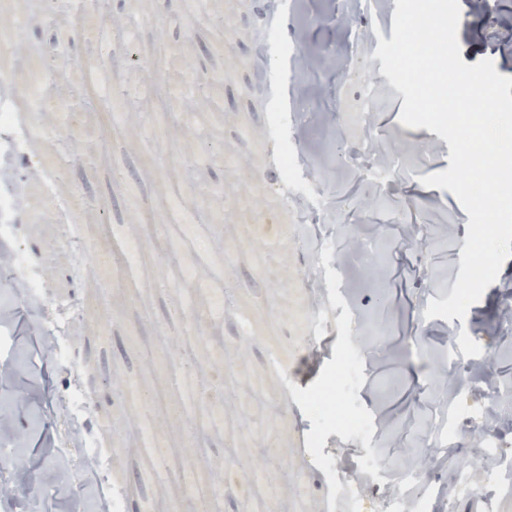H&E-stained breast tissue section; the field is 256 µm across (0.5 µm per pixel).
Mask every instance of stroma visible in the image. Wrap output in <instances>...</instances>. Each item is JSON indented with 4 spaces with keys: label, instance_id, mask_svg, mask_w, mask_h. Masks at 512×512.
Returning <instances> with one entry per match:
<instances>
[{
    "label": "stroma",
    "instance_id": "1",
    "mask_svg": "<svg viewBox=\"0 0 512 512\" xmlns=\"http://www.w3.org/2000/svg\"><path fill=\"white\" fill-rule=\"evenodd\" d=\"M299 13L281 31L306 58L283 71L264 38L269 0H199L187 18L183 0H109L105 15L82 0H0V13L30 19V54L0 49V69L16 87L34 75L55 91L71 62L103 71L108 92H134L124 125L109 129L100 106L80 89L68 121L31 116L27 152L0 141V161L28 193L53 194L52 223L14 217L8 249L28 253L44 284L39 300L0 267V455L25 439L33 477L0 469V512H93L117 495L122 512H336L329 489L337 473L365 478L364 500L394 488L408 468L406 449L432 459L420 488L425 512H512V258L465 319H425L429 300L456 283L468 214L448 190L420 179L446 170L448 143L398 116L400 92L375 58L391 39L390 0L360 11V0H296ZM458 40L469 65L491 59L512 77V0L496 15L460 0ZM135 19L133 43L104 48L96 30ZM199 79L195 129L182 126L170 94L180 65ZM287 79L285 131L305 183L300 212L281 207L282 178L269 123L274 86ZM375 112L354 120L368 86ZM202 152L213 159L193 167ZM213 181L224 197L199 207L200 237L182 241L168 218L172 183L202 196ZM142 240L141 262L126 272L116 244ZM207 267L226 295L219 322L189 320L177 284L184 265ZM325 304V327L309 316ZM483 348L465 358L453 394L436 378L449 341L460 332ZM68 360L42 357L45 342ZM359 351L346 420L328 423L307 399L329 386ZM203 371L224 396L223 424L201 429L187 415L175 370ZM499 389L496 456L480 461L471 437ZM80 390L94 411L84 427L69 407ZM96 444L97 464L79 451ZM377 449L382 470L366 475L363 449ZM470 471L475 495H450L448 472Z\"/></svg>",
    "mask_w": 512,
    "mask_h": 512
}]
</instances>
